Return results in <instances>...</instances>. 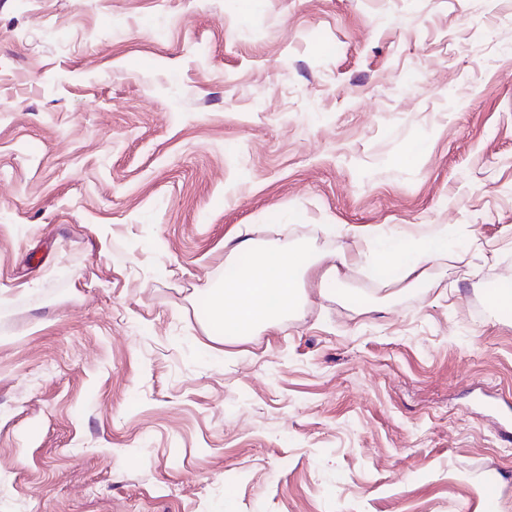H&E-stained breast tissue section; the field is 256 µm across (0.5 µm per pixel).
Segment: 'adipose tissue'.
Masks as SVG:
<instances>
[{"instance_id":"1","label":"adipose tissue","mask_w":512,"mask_h":512,"mask_svg":"<svg viewBox=\"0 0 512 512\" xmlns=\"http://www.w3.org/2000/svg\"><path fill=\"white\" fill-rule=\"evenodd\" d=\"M353 248L340 252L320 276V289L334 290L340 269L372 265L389 284L415 285L427 277L429 262L446 258L451 243L440 229L415 246L410 234L378 224L348 226ZM317 263L297 244L281 240L257 243L235 236L224 261V276L203 289L205 328L220 337L246 336L265 328L283 327L290 312L302 304L301 276Z\"/></svg>"}]
</instances>
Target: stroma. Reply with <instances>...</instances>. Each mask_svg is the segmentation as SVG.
Segmentation results:
<instances>
[{"mask_svg":"<svg viewBox=\"0 0 512 512\" xmlns=\"http://www.w3.org/2000/svg\"><path fill=\"white\" fill-rule=\"evenodd\" d=\"M416 288L201 323L242 225ZM512 0H0V512H512ZM346 232L354 246L333 256L332 264L320 276L322 292L334 290L341 268L364 264L372 265L390 285L406 282L411 287L426 279L429 262L448 257L451 249L447 226L426 238L421 247L414 245L407 232L378 224L351 225Z\"/></svg>","mask_w":512,"mask_h":512,"instance_id":"35a3bbf8","label":"stroma"}]
</instances>
